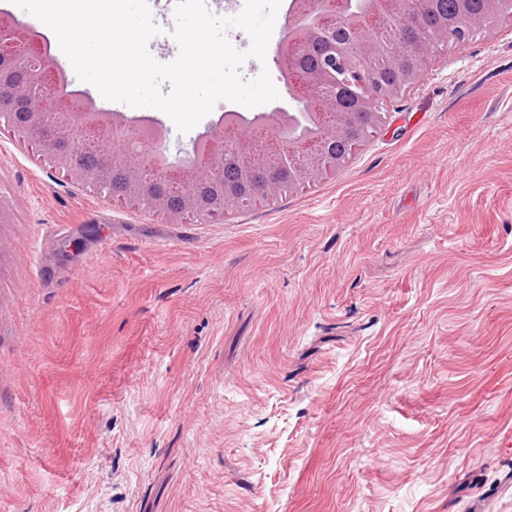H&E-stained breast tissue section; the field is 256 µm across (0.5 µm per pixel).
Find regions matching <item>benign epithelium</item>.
Listing matches in <instances>:
<instances>
[{
	"instance_id": "obj_1",
	"label": "benign epithelium",
	"mask_w": 512,
	"mask_h": 512,
	"mask_svg": "<svg viewBox=\"0 0 512 512\" xmlns=\"http://www.w3.org/2000/svg\"><path fill=\"white\" fill-rule=\"evenodd\" d=\"M411 4L412 0H371L368 6L364 0H292L276 60L289 100L306 109L310 132L301 138L283 136L289 114L280 105L245 118L243 127L252 128L250 139L226 126L221 115L202 134L194 159L186 164L169 161L158 122L126 120L95 108L53 67L44 37L0 17V92L10 93L9 108L0 103V122L71 180L110 198L134 201L173 221L186 215L212 218L228 208L221 198H201L197 181L224 183V162L234 161L243 174L258 169L263 177L260 188L236 200L237 208L277 196L286 173L291 187L315 182L327 170L344 165L331 154L328 136L336 134V125L347 116L363 112L372 126L381 125V106L409 94L439 50L462 48L474 31L494 19L512 24V0H484L482 12L437 29L432 38L417 37L408 47L412 63L404 67L398 50L401 41L375 37L368 42L362 34L387 27L390 19L424 30L423 11L411 9ZM308 49L321 53L314 69L300 66ZM380 55L397 70L394 80H380L370 65ZM115 162L126 166L127 179L120 190L112 188Z\"/></svg>"
}]
</instances>
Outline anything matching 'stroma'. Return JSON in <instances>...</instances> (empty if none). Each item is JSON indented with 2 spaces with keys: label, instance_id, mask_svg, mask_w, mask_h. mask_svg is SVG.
Here are the masks:
<instances>
[{
  "label": "stroma",
  "instance_id": "stroma-1",
  "mask_svg": "<svg viewBox=\"0 0 512 512\" xmlns=\"http://www.w3.org/2000/svg\"><path fill=\"white\" fill-rule=\"evenodd\" d=\"M289 3L240 70L283 102ZM383 111L319 181L177 222L0 126V512H512V27Z\"/></svg>",
  "mask_w": 512,
  "mask_h": 512
}]
</instances>
